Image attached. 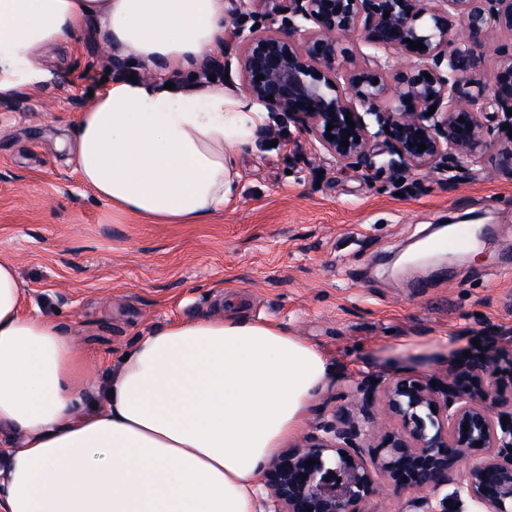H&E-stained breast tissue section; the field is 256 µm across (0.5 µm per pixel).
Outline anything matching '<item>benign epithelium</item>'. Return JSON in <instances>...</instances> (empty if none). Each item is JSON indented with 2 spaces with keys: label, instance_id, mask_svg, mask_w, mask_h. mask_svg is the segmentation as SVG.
<instances>
[{
  "label": "benign epithelium",
  "instance_id": "7a95c632",
  "mask_svg": "<svg viewBox=\"0 0 512 512\" xmlns=\"http://www.w3.org/2000/svg\"><path fill=\"white\" fill-rule=\"evenodd\" d=\"M230 2L232 43L211 65L236 68L252 101L288 114L352 171L464 175L512 131V49L501 52L491 84L476 78L480 49L512 32V0ZM256 14V27L246 26ZM454 16L463 23L459 32ZM354 36L386 56L376 58L375 70L351 71L342 89L338 47ZM391 51L415 64L401 65ZM492 111L506 115L504 125L490 124ZM498 371L490 350L450 366L434 386L410 375L363 381L318 421L315 434L268 466L263 486L274 512H366L381 479L423 491L412 500L415 512H464L450 506L466 501L479 512H512V408Z\"/></svg>",
  "mask_w": 512,
  "mask_h": 512
}]
</instances>
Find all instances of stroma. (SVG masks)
<instances>
[{
	"instance_id": "stroma-1",
	"label": "stroma",
	"mask_w": 512,
	"mask_h": 512,
	"mask_svg": "<svg viewBox=\"0 0 512 512\" xmlns=\"http://www.w3.org/2000/svg\"><path fill=\"white\" fill-rule=\"evenodd\" d=\"M95 31L41 50L51 77L0 99V258L15 263L27 312L50 318L105 372L174 319L272 320L321 349L336 371L304 429L364 379L435 381L494 348L512 367V177L370 176L335 162L287 115L235 158L234 193L202 224L120 214L97 199L63 144L101 79L148 76ZM120 55V54H119ZM480 228L448 266L396 261L448 218ZM448 337L447 354L401 357L404 341Z\"/></svg>"
}]
</instances>
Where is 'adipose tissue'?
<instances>
[{
	"mask_svg": "<svg viewBox=\"0 0 512 512\" xmlns=\"http://www.w3.org/2000/svg\"><path fill=\"white\" fill-rule=\"evenodd\" d=\"M97 28L138 61L181 71L220 46L225 0H0V98L47 78L38 51ZM269 120L220 83L120 80L80 112L74 170L116 211L203 223L223 211L234 157ZM0 259V512H257L278 448L334 374L316 346L269 320H175L109 371L102 406L88 356Z\"/></svg>",
	"mask_w": 512,
	"mask_h": 512,
	"instance_id": "obj_1",
	"label": "adipose tissue"
}]
</instances>
